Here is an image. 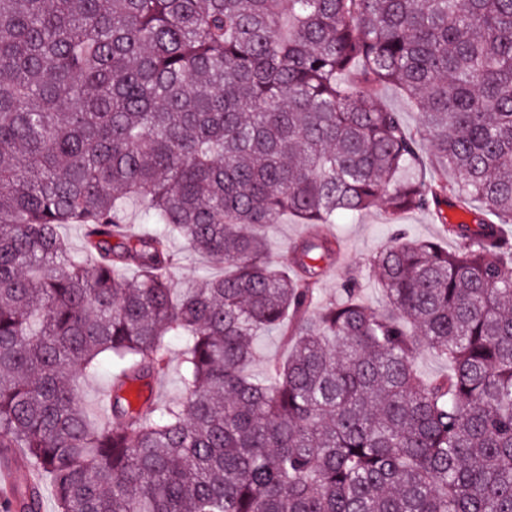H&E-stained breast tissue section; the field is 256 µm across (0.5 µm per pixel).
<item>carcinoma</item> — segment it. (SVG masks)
<instances>
[{"instance_id":"cac0c4a2","label":"carcinoma","mask_w":512,"mask_h":512,"mask_svg":"<svg viewBox=\"0 0 512 512\" xmlns=\"http://www.w3.org/2000/svg\"><path fill=\"white\" fill-rule=\"evenodd\" d=\"M377 205L456 250L399 231L370 261L383 308L356 278L321 303L328 225ZM285 213L310 230L278 270ZM510 226L512 0H0V448L58 512H512ZM173 237L232 273L175 287ZM422 344L448 375L419 376ZM103 370L94 424L78 383ZM10 502L40 512L39 485ZM370 88L376 93L380 105L401 112V117L407 127L414 129L418 126L419 114L402 93L390 85H374ZM286 354V346L281 336H259L254 344V358L251 364V372L256 376L266 374L269 365ZM181 350L180 342L176 338L169 340V353L171 362L165 376L161 377L154 385V391H157L160 399H178L182 394L181 367L179 362V353Z\"/></svg>"}]
</instances>
